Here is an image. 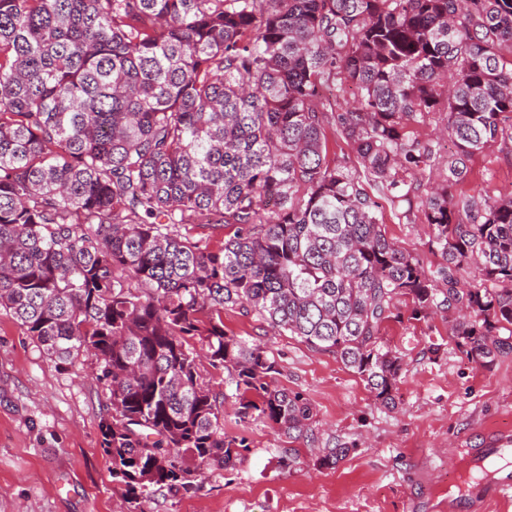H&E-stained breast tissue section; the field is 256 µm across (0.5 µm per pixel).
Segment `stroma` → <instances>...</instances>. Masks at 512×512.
I'll list each match as a JSON object with an SVG mask.
<instances>
[{"instance_id":"obj_1","label":"stroma","mask_w":512,"mask_h":512,"mask_svg":"<svg viewBox=\"0 0 512 512\" xmlns=\"http://www.w3.org/2000/svg\"><path fill=\"white\" fill-rule=\"evenodd\" d=\"M463 193L512 194V143L497 142L470 163ZM386 234L432 261V228L420 205L383 202ZM398 317L384 324L385 344L403 356L393 409L377 405L358 375L335 355L275 334L255 314L225 310L224 328L263 347L280 369L274 386L304 395L320 438L351 443L336 467L317 465L309 448L261 419L235 422L224 406V430L245 436L248 452L230 471L206 469L190 494H156L145 512H512V499L489 496V480L465 471V456L512 436V353L482 366L452 333L447 315ZM438 353H429L430 345ZM98 362L86 353L60 367L0 314V512H126L101 448L109 393ZM296 451L287 468L278 457Z\"/></svg>"}]
</instances>
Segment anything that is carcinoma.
Returning <instances> with one entry per match:
<instances>
[{"instance_id":"carcinoma-1","label":"carcinoma","mask_w":512,"mask_h":512,"mask_svg":"<svg viewBox=\"0 0 512 512\" xmlns=\"http://www.w3.org/2000/svg\"><path fill=\"white\" fill-rule=\"evenodd\" d=\"M505 45L512 0H0V311L57 365L97 357L131 512L198 490L187 454L234 469L249 444L224 432L229 400L322 467L351 449L319 442L311 403L271 387L277 362L224 330L226 309L336 355L385 407L403 357L381 330L403 297L413 320L454 314L477 362L512 350V194L455 193L512 142ZM329 80L358 92L331 115ZM432 112L445 160L406 136ZM331 121L363 172L326 160ZM433 163L435 264L387 237L379 203L410 200ZM189 224L237 230L213 247Z\"/></svg>"}]
</instances>
